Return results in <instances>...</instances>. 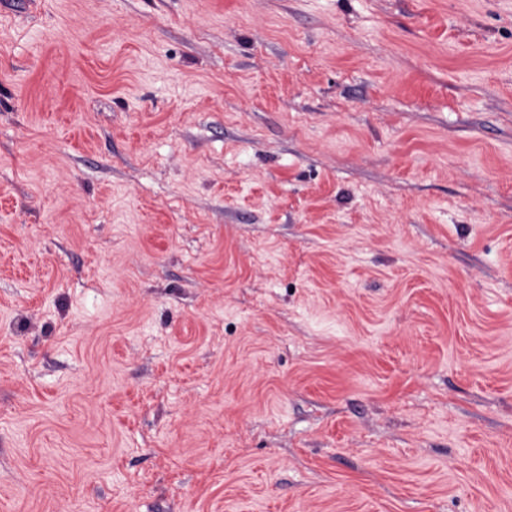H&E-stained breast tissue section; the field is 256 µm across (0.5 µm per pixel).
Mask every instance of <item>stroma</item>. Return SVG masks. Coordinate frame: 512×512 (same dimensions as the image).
<instances>
[{"label":"stroma","mask_w":512,"mask_h":512,"mask_svg":"<svg viewBox=\"0 0 512 512\" xmlns=\"http://www.w3.org/2000/svg\"><path fill=\"white\" fill-rule=\"evenodd\" d=\"M0 512H512V0H0Z\"/></svg>","instance_id":"35a3bbf8"}]
</instances>
